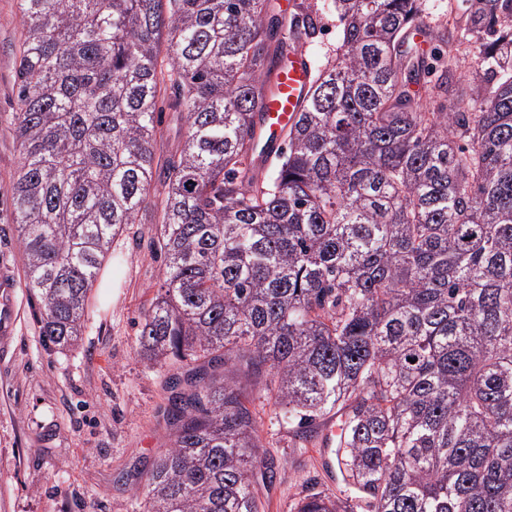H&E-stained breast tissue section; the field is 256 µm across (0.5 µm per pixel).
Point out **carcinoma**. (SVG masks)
Instances as JSON below:
<instances>
[{
  "label": "carcinoma",
  "mask_w": 512,
  "mask_h": 512,
  "mask_svg": "<svg viewBox=\"0 0 512 512\" xmlns=\"http://www.w3.org/2000/svg\"><path fill=\"white\" fill-rule=\"evenodd\" d=\"M270 2L19 0L10 199L42 336L75 344L157 183L138 342L184 377L143 512H261L264 406L301 440L339 421L349 492L295 512H512V0H466L428 56L419 0H332L342 43L260 180L265 76L319 32L311 6ZM167 109L187 132L162 159Z\"/></svg>",
  "instance_id": "1"
}]
</instances>
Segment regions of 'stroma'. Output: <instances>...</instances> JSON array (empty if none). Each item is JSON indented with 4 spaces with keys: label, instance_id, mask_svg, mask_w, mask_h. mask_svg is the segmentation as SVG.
<instances>
[{
    "label": "stroma",
    "instance_id": "35a3bbf8",
    "mask_svg": "<svg viewBox=\"0 0 512 512\" xmlns=\"http://www.w3.org/2000/svg\"><path fill=\"white\" fill-rule=\"evenodd\" d=\"M304 1L323 27L306 52L335 55L341 26L325 0H272L285 13ZM21 33L17 0H0V258L12 267L17 311L13 335L0 339V512H143L137 487L172 443L163 408L166 380L178 370L174 363L153 366L137 336L164 268L157 227L130 224L114 239L77 343L61 350L46 342L40 304L25 285L9 193L20 161L10 114ZM260 417L263 450L278 465L273 482L254 485L263 512H293L314 487L343 493L342 479L322 466L316 441H300L273 408Z\"/></svg>",
    "mask_w": 512,
    "mask_h": 512
}]
</instances>
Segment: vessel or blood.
I'll return each instance as SVG.
<instances>
[{
  "mask_svg": "<svg viewBox=\"0 0 512 512\" xmlns=\"http://www.w3.org/2000/svg\"><path fill=\"white\" fill-rule=\"evenodd\" d=\"M312 63L305 49L296 48L281 61L268 79V90L260 104L262 124L253 154L255 167L267 168L280 155L286 131L303 109L312 82ZM15 282L9 268L0 269V334L10 335L15 325Z\"/></svg>",
  "mask_w": 512,
  "mask_h": 512,
  "instance_id": "vessel-or-blood-1",
  "label": "vessel or blood"
}]
</instances>
